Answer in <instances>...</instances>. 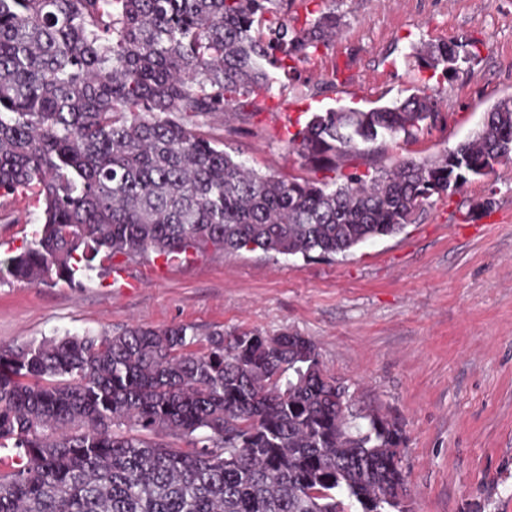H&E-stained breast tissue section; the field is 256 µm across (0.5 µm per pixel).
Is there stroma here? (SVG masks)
<instances>
[{
	"mask_svg": "<svg viewBox=\"0 0 512 512\" xmlns=\"http://www.w3.org/2000/svg\"><path fill=\"white\" fill-rule=\"evenodd\" d=\"M329 9L339 33L278 72L259 113L206 126L235 160L314 178L289 146L313 113L421 92L436 98L443 122L415 143L389 141L382 164L434 158L512 96V0H291L288 16L300 28ZM442 43L457 48L453 68L422 65L420 50ZM41 215L28 199L1 203L0 255L29 244ZM175 323L202 335L257 329L310 339L354 411L400 423L411 512H512V160L431 198L399 234L343 257L119 254L72 285L0 281L3 349Z\"/></svg>",
	"mask_w": 512,
	"mask_h": 512,
	"instance_id": "obj_1",
	"label": "stroma"
}]
</instances>
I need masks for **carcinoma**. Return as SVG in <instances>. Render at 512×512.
<instances>
[{"mask_svg":"<svg viewBox=\"0 0 512 512\" xmlns=\"http://www.w3.org/2000/svg\"><path fill=\"white\" fill-rule=\"evenodd\" d=\"M288 0H0V197L41 228L0 278L75 282L117 254L344 255L512 158V97L436 159L349 172L442 120L415 94L313 115L292 150L333 181L261 174L201 127L336 35ZM443 43L424 62L455 63ZM131 326L0 350V512H409L399 424L350 411L313 342ZM187 439L173 448L166 434Z\"/></svg>","mask_w":512,"mask_h":512,"instance_id":"obj_1","label":"carcinoma"}]
</instances>
